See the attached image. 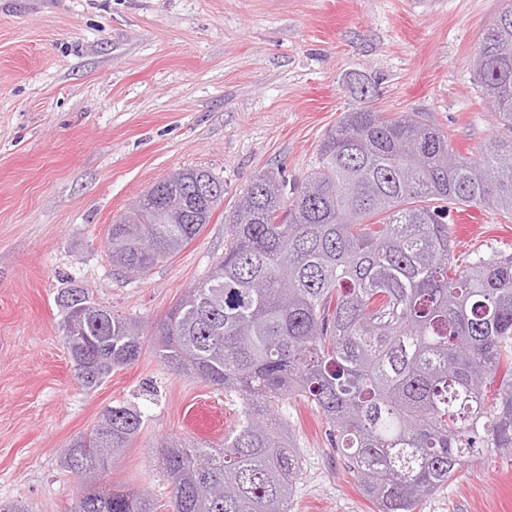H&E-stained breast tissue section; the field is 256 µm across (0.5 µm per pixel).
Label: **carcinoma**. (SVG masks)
I'll return each instance as SVG.
<instances>
[{
	"label": "carcinoma",
	"mask_w": 512,
	"mask_h": 512,
	"mask_svg": "<svg viewBox=\"0 0 512 512\" xmlns=\"http://www.w3.org/2000/svg\"><path fill=\"white\" fill-rule=\"evenodd\" d=\"M473 81L507 135L471 157L428 113L378 110L375 84L354 73L355 109L303 181L253 178L224 257L152 326L162 363L245 403L220 447L163 445L172 512H288L301 458L274 403L292 393L330 425L374 512H414L484 448L512 454V253L454 267L445 224L457 205L512 216V0L478 39ZM223 201L210 172H176L136 223L112 225V263L151 270ZM57 303L85 388L139 360L140 322L84 288ZM141 427L112 406L71 441L73 512H153L146 492L99 487Z\"/></svg>",
	"instance_id": "obj_1"
}]
</instances>
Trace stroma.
<instances>
[{
    "mask_svg": "<svg viewBox=\"0 0 512 512\" xmlns=\"http://www.w3.org/2000/svg\"><path fill=\"white\" fill-rule=\"evenodd\" d=\"M501 0H0V501L71 512L65 448L126 405L143 427L104 479L170 512L160 450L217 446L243 402L156 357L86 389L62 339L60 289H88L153 324L201 282L229 242L225 216L255 175L314 168L355 101L351 73L389 113L425 111L463 155L500 130L471 55ZM208 170L224 202L179 253L136 278L113 267L107 232L173 171ZM448 224L457 265L512 252V219L462 207ZM303 465L291 512H373L330 427L298 394L280 402ZM417 512H512V458L485 449Z\"/></svg>",
    "mask_w": 512,
    "mask_h": 512,
    "instance_id": "1",
    "label": "stroma"
}]
</instances>
